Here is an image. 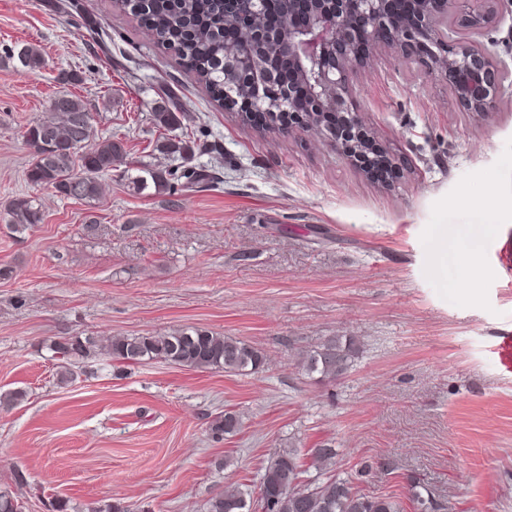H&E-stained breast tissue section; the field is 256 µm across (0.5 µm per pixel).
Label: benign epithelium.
<instances>
[{
	"instance_id": "7a95c632",
	"label": "benign epithelium",
	"mask_w": 512,
	"mask_h": 512,
	"mask_svg": "<svg viewBox=\"0 0 512 512\" xmlns=\"http://www.w3.org/2000/svg\"><path fill=\"white\" fill-rule=\"evenodd\" d=\"M389 0H288V21L275 29L254 23L267 0H224V22L234 25L237 38L224 43L226 75L247 69L260 80L253 97L238 110L243 122L265 112L268 96L278 111L297 122L282 131L313 134L328 142L350 163L363 151L360 141H343L324 121L328 112L342 113L349 125L367 134L353 106L358 66L382 52H394L421 63L426 72L448 83L459 111L486 117L497 107L504 73L498 63L471 39L495 24L501 0H407L411 14L396 23ZM284 50L296 83L279 85L274 74L252 60L250 47Z\"/></svg>"
}]
</instances>
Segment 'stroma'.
<instances>
[{
	"instance_id": "obj_1",
	"label": "stroma",
	"mask_w": 512,
	"mask_h": 512,
	"mask_svg": "<svg viewBox=\"0 0 512 512\" xmlns=\"http://www.w3.org/2000/svg\"><path fill=\"white\" fill-rule=\"evenodd\" d=\"M0 0V489L23 512H207L230 482L256 488L274 452L336 450L331 474L403 512H512V0L480 42L505 71L496 112L458 111L441 77L383 53L357 70L363 118L404 160L385 191L328 145L261 134L206 89L113 0ZM32 44L43 68L5 56ZM169 86L179 128L152 114ZM98 136L122 140L115 174L86 203L28 182L26 126L61 92ZM204 137L212 183L160 194L124 170L164 168L163 136ZM40 223L18 230L11 200ZM476 249L478 275L460 251ZM198 327L266 356L241 375L97 355L61 381L63 336ZM326 336L359 345L320 382L296 365ZM241 415L233 435L211 427ZM8 214L10 216L9 224H13L21 229L41 221V214L38 208L32 204V200L24 197H18L12 201Z\"/></svg>"
}]
</instances>
